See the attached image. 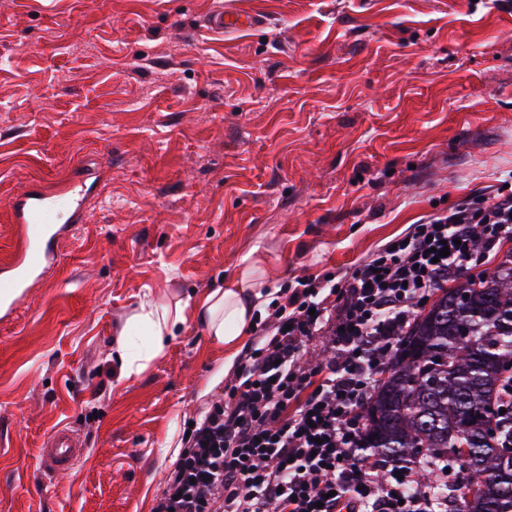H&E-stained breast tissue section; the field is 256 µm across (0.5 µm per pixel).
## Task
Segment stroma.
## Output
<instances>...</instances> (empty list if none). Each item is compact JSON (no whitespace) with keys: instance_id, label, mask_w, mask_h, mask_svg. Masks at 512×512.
<instances>
[{"instance_id":"stroma-1","label":"stroma","mask_w":512,"mask_h":512,"mask_svg":"<svg viewBox=\"0 0 512 512\" xmlns=\"http://www.w3.org/2000/svg\"><path fill=\"white\" fill-rule=\"evenodd\" d=\"M222 7L266 25L214 34ZM78 169L83 223L0 319V512H152L230 381L194 308L251 250L279 290L339 277L512 183V0H0V263L15 196ZM148 296L187 322L125 378ZM74 431L66 426L55 429L41 448L42 460L52 473L64 472L84 455L85 448Z\"/></svg>"}]
</instances>
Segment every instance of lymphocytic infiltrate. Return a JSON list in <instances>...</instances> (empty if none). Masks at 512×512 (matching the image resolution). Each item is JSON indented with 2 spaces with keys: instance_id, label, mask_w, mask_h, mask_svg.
Segmentation results:
<instances>
[{
  "instance_id": "lymphocytic-infiltrate-1",
  "label": "lymphocytic infiltrate",
  "mask_w": 512,
  "mask_h": 512,
  "mask_svg": "<svg viewBox=\"0 0 512 512\" xmlns=\"http://www.w3.org/2000/svg\"><path fill=\"white\" fill-rule=\"evenodd\" d=\"M511 241L512 187L432 214L340 278L297 279L194 422L153 512H448L421 478L440 469L365 452V406L425 300ZM317 341L321 359L304 362Z\"/></svg>"
}]
</instances>
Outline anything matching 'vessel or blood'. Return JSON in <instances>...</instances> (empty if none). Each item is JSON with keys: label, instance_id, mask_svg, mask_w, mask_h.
Returning a JSON list of instances; mask_svg holds the SVG:
<instances>
[{"label": "vessel or blood", "instance_id": "1", "mask_svg": "<svg viewBox=\"0 0 512 512\" xmlns=\"http://www.w3.org/2000/svg\"><path fill=\"white\" fill-rule=\"evenodd\" d=\"M207 25L218 32H234L254 29L258 21L248 13L220 9L209 15ZM89 189L86 178L77 176L55 190L33 185L17 196L11 218L22 226L24 237L11 261L0 267L1 317H8L26 289L55 265L62 235L68 225L82 220ZM83 454L79 438L65 426L55 429L41 450L45 466L53 473L71 469Z\"/></svg>", "mask_w": 512, "mask_h": 512}]
</instances>
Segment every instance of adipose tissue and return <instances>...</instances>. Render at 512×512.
Returning a JSON list of instances; mask_svg holds the SVG:
<instances>
[{
	"instance_id": "1",
	"label": "adipose tissue",
	"mask_w": 512,
	"mask_h": 512,
	"mask_svg": "<svg viewBox=\"0 0 512 512\" xmlns=\"http://www.w3.org/2000/svg\"><path fill=\"white\" fill-rule=\"evenodd\" d=\"M267 259L251 252L237 274L211 289L198 307L196 317L208 336L223 345L225 366H232L245 336L272 299ZM185 306L160 304L148 298L126 320L119 333L117 350L123 376L141 373L161 355L169 341L185 324Z\"/></svg>"
}]
</instances>
